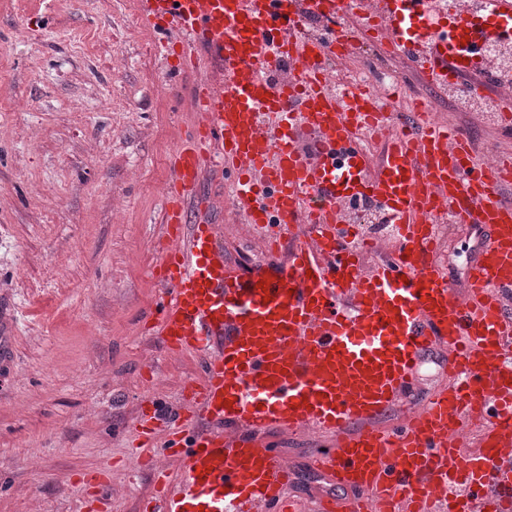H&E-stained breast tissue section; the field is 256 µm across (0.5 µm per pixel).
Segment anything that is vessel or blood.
Listing matches in <instances>:
<instances>
[{"label":"vessel or blood","instance_id":"1","mask_svg":"<svg viewBox=\"0 0 512 512\" xmlns=\"http://www.w3.org/2000/svg\"><path fill=\"white\" fill-rule=\"evenodd\" d=\"M141 21L182 37L184 68L205 49L213 78L194 89L192 139L177 145L158 246L165 286L157 333L173 353L203 359L184 404L146 407L140 434L166 427L159 455L182 468L153 512H295L291 471L269 448L271 429L326 438L312 467L342 485L311 512H512V157L476 155L465 135L414 106L399 126L372 88L336 84L347 36L326 42L307 20L356 19L384 54L429 81L512 80L462 48L512 42V0L453 11L441 0H138ZM381 135L378 158L349 134ZM234 174L237 216L259 231L268 258L238 272L214 225L186 206L207 162ZM372 203L392 233L383 262L362 266L343 230L346 201ZM485 235L456 294L435 261L442 224ZM293 248L279 258L282 237ZM445 348L449 383L392 428L374 420L400 406L422 354ZM478 429V447L458 453Z\"/></svg>","mask_w":512,"mask_h":512}]
</instances>
